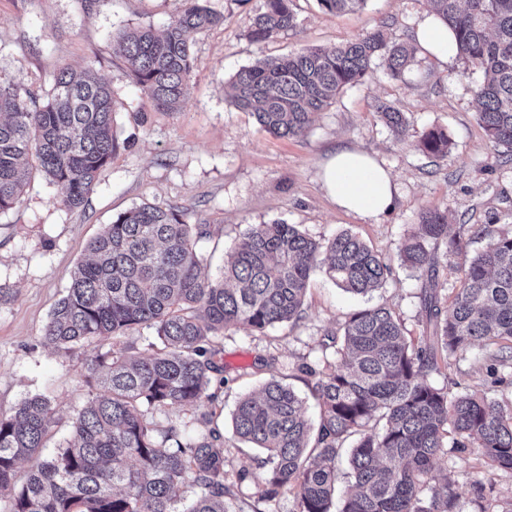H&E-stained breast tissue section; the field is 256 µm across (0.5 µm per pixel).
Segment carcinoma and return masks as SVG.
Instances as JSON below:
<instances>
[{
  "label": "carcinoma",
  "instance_id": "cac0c4a2",
  "mask_svg": "<svg viewBox=\"0 0 512 512\" xmlns=\"http://www.w3.org/2000/svg\"><path fill=\"white\" fill-rule=\"evenodd\" d=\"M365 0H318L329 12L352 10ZM448 25L457 56L481 72L476 97L487 137L512 152V0H423ZM208 0H185L162 28L124 32L113 44L133 85L160 112L176 110L194 65L191 34L218 24ZM292 0H262L247 29L265 41L295 28ZM415 50L388 41L380 25L343 47H311L240 69L229 84L239 110L278 138H297L313 116L344 88L361 82L382 60L397 79ZM393 132L406 128L404 113L380 107ZM119 146L112 88L93 71L63 67L52 93L39 99L0 80V212L22 201L36 159L61 202L79 208ZM451 140L438 127L424 131L422 153L440 158ZM483 229L465 224L448 235V214H422L402 245L403 262L427 277L422 335L407 334L386 307L356 311L342 334L331 337L335 359L299 371L310 378L321 407L317 428L304 419L302 400L288 385L268 381L242 397L233 413L235 434L266 453L265 489L295 490L298 512H330L345 445L349 471L339 512H461L451 484L429 481L440 457L481 448L493 468L512 472V405L484 395L439 388L429 376L477 341L496 346L493 359L512 364V231L493 235L462 270L451 303L439 305L432 272L440 256L463 249L464 237ZM201 224L163 203L143 204L113 218L89 244L91 254L70 272L67 293L55 303L44 337L57 346L118 338L129 329L155 330L161 347L146 357L100 352L90 359L96 393L76 414L66 446L42 456L54 409L40 396L0 415V499L8 512H227L224 443L213 429L183 437L161 434L145 412L189 407L219 371L210 337L237 325L262 332L298 321L312 273L323 270L345 292L366 295L390 273L362 238L343 231L318 240L295 224H252L231 249L222 276H202L196 239ZM29 464L19 484L15 471ZM200 493L181 511L177 488Z\"/></svg>",
  "mask_w": 512,
  "mask_h": 512
}]
</instances>
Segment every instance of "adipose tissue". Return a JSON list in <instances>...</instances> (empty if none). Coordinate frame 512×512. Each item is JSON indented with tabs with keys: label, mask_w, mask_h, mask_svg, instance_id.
<instances>
[{
	"label": "adipose tissue",
	"mask_w": 512,
	"mask_h": 512,
	"mask_svg": "<svg viewBox=\"0 0 512 512\" xmlns=\"http://www.w3.org/2000/svg\"><path fill=\"white\" fill-rule=\"evenodd\" d=\"M414 42L423 52L440 61L456 52L447 25L432 15L418 25ZM322 183L338 208L364 218H378L394 204L390 171L374 155L361 149L334 150L322 166Z\"/></svg>",
	"instance_id": "ef3b65f1"
}]
</instances>
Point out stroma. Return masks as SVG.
<instances>
[{
    "mask_svg": "<svg viewBox=\"0 0 512 512\" xmlns=\"http://www.w3.org/2000/svg\"><path fill=\"white\" fill-rule=\"evenodd\" d=\"M183 4L0 0V80L44 95L60 67L93 69L114 93L119 141L84 206L62 205L60 189L35 173L23 202L0 213V285L10 290L8 301L0 304V415L12 414L24 399L45 396L55 410L47 448L55 450L70 438L77 411L95 392L91 356L112 349L128 356L148 353L155 333L147 328L84 346H55L44 338L70 271L86 257L89 241L118 213L155 202L185 210L189 223L207 229L197 249L206 259L203 272L212 280L222 272L225 251L248 225L283 221L318 239L350 231L390 266L382 288L352 295L323 272L314 273L297 325L281 324L262 333L238 326L213 338L221 369L211 375L210 397L191 407L145 414L156 430L174 424L192 437L222 423L228 512H297L294 492L261 500L258 461L263 453L234 435L231 416L237 401L276 378L303 398L306 418L318 422L319 407L298 367L321 360L328 334L339 332L350 313L384 306L400 317L410 335H420L425 278L403 263L404 238L421 213L434 207L447 211L452 234L463 224L481 225L494 234L512 229V154L486 136L476 99L480 74L456 56L437 62L417 53L400 80L375 66L318 113L298 138L267 134L224 95L232 76L256 61L309 47H340L381 24L391 40L412 42L426 16L421 0H366L358 11L340 14L323 10L317 0H294L296 28L265 42L247 35L248 20L261 0H209L222 20L192 36L195 61L180 108L158 111L132 85L124 61L113 52L112 38L129 28L159 26ZM383 105L405 114L403 135L380 120ZM432 127L444 128L451 139L447 155L438 159L425 157L417 146L423 131ZM340 145L377 151L396 178L391 211L365 219L329 200L320 168ZM491 354V348L475 344L430 379L441 387L452 380L460 391L510 403L512 384L494 383L487 371ZM243 468L250 476L241 481L236 474ZM435 474L452 481L462 512H480V486L496 499L498 512H512V473L490 468L480 449L439 461Z\"/></svg>",
    "mask_w": 512,
    "mask_h": 512,
    "instance_id": "35a3bbf8",
    "label": "stroma"
}]
</instances>
